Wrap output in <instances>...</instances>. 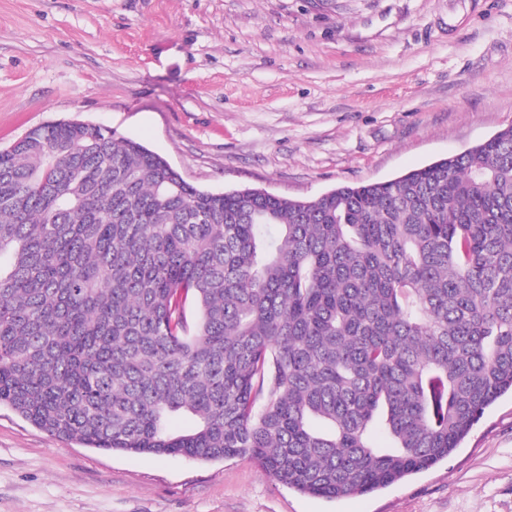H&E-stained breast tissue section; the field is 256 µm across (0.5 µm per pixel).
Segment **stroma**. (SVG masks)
<instances>
[{"label": "stroma", "mask_w": 512, "mask_h": 512, "mask_svg": "<svg viewBox=\"0 0 512 512\" xmlns=\"http://www.w3.org/2000/svg\"><path fill=\"white\" fill-rule=\"evenodd\" d=\"M100 124L202 189L311 198L512 126V0H0V150ZM0 512H512V396L381 490L59 440L0 406Z\"/></svg>", "instance_id": "1"}]
</instances>
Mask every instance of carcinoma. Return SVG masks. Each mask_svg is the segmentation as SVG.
I'll use <instances>...</instances> for the list:
<instances>
[{"mask_svg": "<svg viewBox=\"0 0 512 512\" xmlns=\"http://www.w3.org/2000/svg\"><path fill=\"white\" fill-rule=\"evenodd\" d=\"M508 392L512 126L312 199L198 189L83 122L0 151V405L51 436L337 500L447 459Z\"/></svg>", "mask_w": 512, "mask_h": 512, "instance_id": "obj_1", "label": "carcinoma"}]
</instances>
